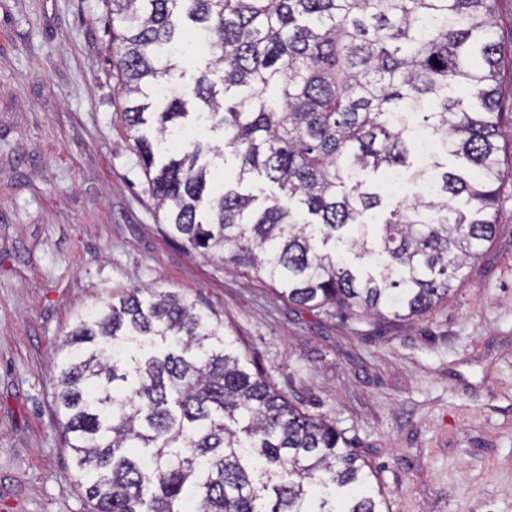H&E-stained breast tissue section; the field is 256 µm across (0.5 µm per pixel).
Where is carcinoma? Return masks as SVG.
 I'll return each instance as SVG.
<instances>
[{
  "label": "carcinoma",
  "mask_w": 512,
  "mask_h": 512,
  "mask_svg": "<svg viewBox=\"0 0 512 512\" xmlns=\"http://www.w3.org/2000/svg\"><path fill=\"white\" fill-rule=\"evenodd\" d=\"M110 2L131 149L185 247L301 307L413 320L492 243L512 177L501 0ZM182 23L202 33L223 91L201 74L159 113L153 141L147 87L177 68ZM191 115L223 132L214 157H236L239 180L263 175L288 203L213 194L199 142L161 157ZM421 135L440 144L423 159ZM394 172L432 190L387 208L373 181ZM226 344L217 314L176 292L137 289L77 316L56 399L92 512H386L344 433Z\"/></svg>",
  "instance_id": "obj_1"
}]
</instances>
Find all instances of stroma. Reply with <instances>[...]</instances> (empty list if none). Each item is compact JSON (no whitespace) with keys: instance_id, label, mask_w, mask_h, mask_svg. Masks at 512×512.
Masks as SVG:
<instances>
[{"instance_id":"obj_1","label":"stroma","mask_w":512,"mask_h":512,"mask_svg":"<svg viewBox=\"0 0 512 512\" xmlns=\"http://www.w3.org/2000/svg\"><path fill=\"white\" fill-rule=\"evenodd\" d=\"M109 0H0V512H92L54 401L78 314L133 289L217 312L232 354L327 418L389 512H512V179L455 294L412 324L343 320L161 232L129 148ZM214 192L273 197L225 155Z\"/></svg>"}]
</instances>
